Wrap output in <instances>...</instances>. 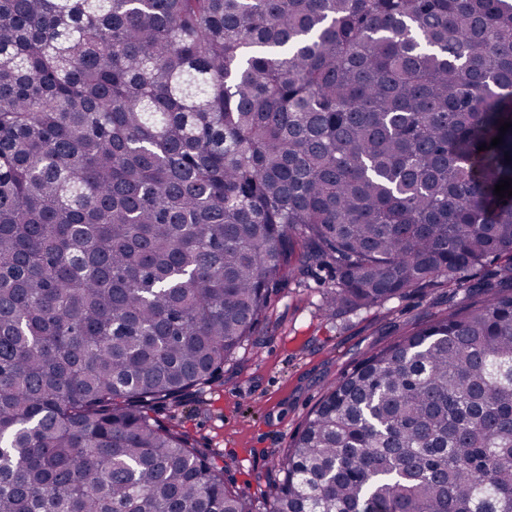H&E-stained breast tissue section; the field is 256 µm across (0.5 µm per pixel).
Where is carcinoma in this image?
I'll return each mask as SVG.
<instances>
[{
	"mask_svg": "<svg viewBox=\"0 0 512 512\" xmlns=\"http://www.w3.org/2000/svg\"><path fill=\"white\" fill-rule=\"evenodd\" d=\"M505 123L512 0H0V512H259L157 412L318 265L328 316L473 301L326 384L266 512H512Z\"/></svg>",
	"mask_w": 512,
	"mask_h": 512,
	"instance_id": "carcinoma-1",
	"label": "carcinoma"
}]
</instances>
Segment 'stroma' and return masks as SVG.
I'll use <instances>...</instances> for the list:
<instances>
[{
    "mask_svg": "<svg viewBox=\"0 0 512 512\" xmlns=\"http://www.w3.org/2000/svg\"><path fill=\"white\" fill-rule=\"evenodd\" d=\"M332 284L325 268L288 278L259 326L264 344L240 349L221 380L195 401L158 413L219 456L235 486L253 496L266 488L273 451L287 447L327 382L351 371L372 348L467 300L464 289L439 281L384 306L331 318L320 294Z\"/></svg>",
    "mask_w": 512,
    "mask_h": 512,
    "instance_id": "stroma-1",
    "label": "stroma"
}]
</instances>
